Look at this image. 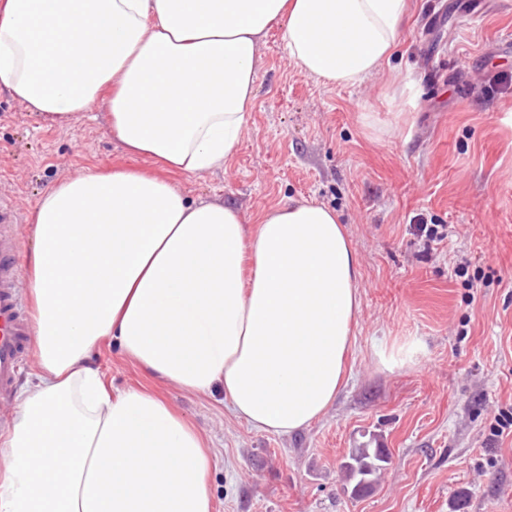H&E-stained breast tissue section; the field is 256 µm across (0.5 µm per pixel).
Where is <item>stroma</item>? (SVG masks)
<instances>
[{
	"mask_svg": "<svg viewBox=\"0 0 512 512\" xmlns=\"http://www.w3.org/2000/svg\"><path fill=\"white\" fill-rule=\"evenodd\" d=\"M512 0H409L398 46L356 87L307 75L279 28L259 47L253 110L226 168L174 175L193 201L223 199L252 224L287 198L335 209L356 248L361 311L348 380L327 413L289 435L234 417L220 392H184L102 345L113 390L160 394L213 448L214 512H512ZM413 86L408 103L389 94ZM127 156L102 107L50 126L0 95V194L27 222L45 187ZM448 237L425 250L416 218ZM411 362L381 353L410 341ZM387 448L369 492L341 470Z\"/></svg>",
	"mask_w": 512,
	"mask_h": 512,
	"instance_id": "1",
	"label": "stroma"
}]
</instances>
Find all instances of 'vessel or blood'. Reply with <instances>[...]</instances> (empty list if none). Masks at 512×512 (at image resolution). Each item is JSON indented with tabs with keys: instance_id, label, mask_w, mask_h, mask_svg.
<instances>
[{
	"instance_id": "vessel-or-blood-1",
	"label": "vessel or blood",
	"mask_w": 512,
	"mask_h": 512,
	"mask_svg": "<svg viewBox=\"0 0 512 512\" xmlns=\"http://www.w3.org/2000/svg\"><path fill=\"white\" fill-rule=\"evenodd\" d=\"M17 224V214L0 202V402L13 397L30 336L27 310L18 290Z\"/></svg>"
}]
</instances>
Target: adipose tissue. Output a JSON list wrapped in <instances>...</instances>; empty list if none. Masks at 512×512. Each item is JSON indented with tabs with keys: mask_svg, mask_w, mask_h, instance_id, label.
Segmentation results:
<instances>
[{
	"mask_svg": "<svg viewBox=\"0 0 512 512\" xmlns=\"http://www.w3.org/2000/svg\"><path fill=\"white\" fill-rule=\"evenodd\" d=\"M407 0H0V91L48 125L104 104L149 170H87L37 201L27 258L34 371L0 441V512H212L211 456L161 398L113 394L102 342L251 427L290 434L344 385L361 310L335 211L289 199L246 224L174 173L235 155L271 27L310 76L353 87L388 61Z\"/></svg>",
	"mask_w": 512,
	"mask_h": 512,
	"instance_id": "ef3b65f1",
	"label": "adipose tissue"
}]
</instances>
